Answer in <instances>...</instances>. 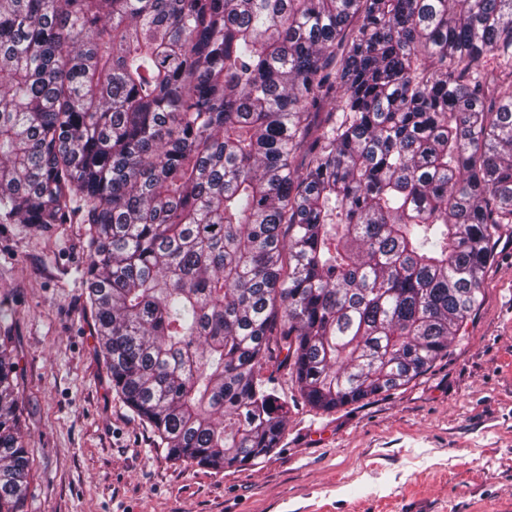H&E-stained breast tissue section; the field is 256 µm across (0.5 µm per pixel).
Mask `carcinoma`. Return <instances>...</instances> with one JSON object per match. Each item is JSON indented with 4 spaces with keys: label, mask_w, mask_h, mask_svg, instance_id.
Listing matches in <instances>:
<instances>
[{
    "label": "carcinoma",
    "mask_w": 512,
    "mask_h": 512,
    "mask_svg": "<svg viewBox=\"0 0 512 512\" xmlns=\"http://www.w3.org/2000/svg\"><path fill=\"white\" fill-rule=\"evenodd\" d=\"M0 224L84 225L112 388L175 461L429 370L512 224V0H0ZM0 336V512H26Z\"/></svg>",
    "instance_id": "carcinoma-1"
}]
</instances>
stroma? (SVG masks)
Here are the masks:
<instances>
[{
  "label": "stroma",
  "instance_id": "obj_1",
  "mask_svg": "<svg viewBox=\"0 0 512 512\" xmlns=\"http://www.w3.org/2000/svg\"><path fill=\"white\" fill-rule=\"evenodd\" d=\"M83 227L0 224V334L32 450L28 512H512V224L445 358L397 391L311 409L289 370L279 448L216 471L172 462L112 389L77 270Z\"/></svg>",
  "mask_w": 512,
  "mask_h": 512
}]
</instances>
